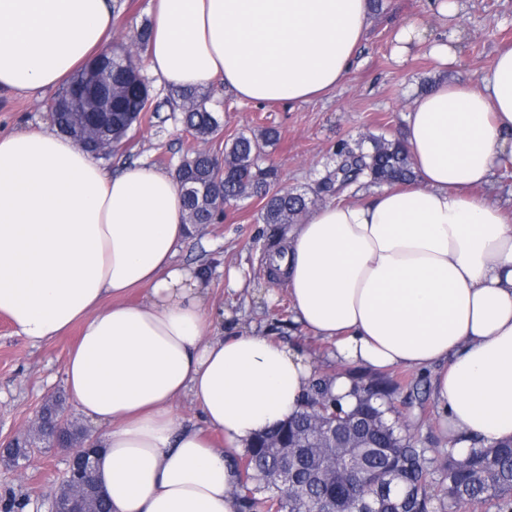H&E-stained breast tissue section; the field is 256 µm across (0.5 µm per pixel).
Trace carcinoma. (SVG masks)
I'll return each instance as SVG.
<instances>
[{
    "mask_svg": "<svg viewBox=\"0 0 512 512\" xmlns=\"http://www.w3.org/2000/svg\"><path fill=\"white\" fill-rule=\"evenodd\" d=\"M112 61V125L102 130L112 136V147L120 149L129 129L152 120L166 108L180 112L185 130L197 139L213 136L219 122L207 108L209 95L182 90L176 96L155 102L150 84L129 53L112 51L95 63ZM277 139L268 129L263 139L244 133L224 146L227 170L217 179L214 162L203 152L188 154L176 167L178 182H188L193 191L184 195L190 224H210L224 213L219 199L233 202L256 197L263 202L258 220L270 227L275 244L264 251L266 271L272 259L282 253L288 225L306 211L309 199L277 188L279 175L272 164H264V144ZM371 148L344 144L336 169L326 172L315 184L313 194L321 200H341L344 191L367 182L374 185L414 179L409 151L399 139L370 136ZM358 404L347 412L328 396L325 382L317 378L306 395L304 411L270 432L288 443V471L293 487L283 490L274 476L281 460L254 441L247 454L253 467L267 477V483L239 492L243 512H436V507L457 508L464 503H488L497 512H512V442L471 449L464 457L448 454L442 466L440 498L429 492L426 449L418 448L384 419L382 406L393 403L398 386L385 376H353ZM319 405L326 412L336 410V432L354 434L358 447L350 457L336 456V479L324 481L319 475L322 458L312 448L301 447L310 426L309 407Z\"/></svg>",
    "mask_w": 512,
    "mask_h": 512,
    "instance_id": "obj_1",
    "label": "carcinoma"
}]
</instances>
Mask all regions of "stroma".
I'll return each instance as SVG.
<instances>
[{
    "label": "stroma",
    "instance_id": "obj_1",
    "mask_svg": "<svg viewBox=\"0 0 512 512\" xmlns=\"http://www.w3.org/2000/svg\"><path fill=\"white\" fill-rule=\"evenodd\" d=\"M435 0H383L371 14L364 39L353 65L339 89L328 98L306 104H258L239 101L223 86L211 88L214 112L221 121L218 135L208 140L193 138L171 113L133 127L123 145L127 159L162 164L171 170L187 153L204 147L222 157L224 145L235 136L253 135L273 127L278 138L267 147L265 159L279 170L281 186L303 190L313 187L338 147L375 134L398 137L414 95L421 93L425 78L436 82L479 83L493 68L497 48L512 43V0H467L457 19L436 15ZM429 22L435 33L448 34L463 26L468 38L456 65L442 66L427 46H418L402 62L392 55L393 37L406 22ZM50 98L14 97L0 94V130L36 124L49 115ZM259 199L248 198L225 207L213 224L196 232L179 255L183 264L213 263L211 288L233 322L257 330L269 328L276 309L289 306L286 288L271 283L260 265L264 248L263 226L258 220ZM241 278L239 290L228 289L230 274ZM74 336L34 347L14 336L9 321L0 316V439L23 437L31 421L48 401L63 402L70 422L82 416L63 384V364ZM399 384L394 403L404 434L416 446L428 449L429 468L438 471L448 452V438L431 397L429 375L414 369L390 370ZM67 467L65 452L43 443L41 452L16 475L0 464V495L26 498L28 512H45L42 494Z\"/></svg>",
    "mask_w": 512,
    "mask_h": 512
}]
</instances>
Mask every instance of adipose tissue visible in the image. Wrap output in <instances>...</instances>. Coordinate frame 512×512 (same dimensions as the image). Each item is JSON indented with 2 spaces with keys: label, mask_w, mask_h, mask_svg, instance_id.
<instances>
[{
  "label": "adipose tissue",
  "mask_w": 512,
  "mask_h": 512,
  "mask_svg": "<svg viewBox=\"0 0 512 512\" xmlns=\"http://www.w3.org/2000/svg\"><path fill=\"white\" fill-rule=\"evenodd\" d=\"M115 0H0V91L41 97L110 47ZM370 0H150L148 70L254 103L342 84ZM463 29L397 30L404 60L444 66ZM416 179L312 207L288 230L295 321L343 365L433 373L454 454L512 439V213L470 195L512 157V45L480 84L414 97L402 132ZM196 225L174 174L113 170L52 121L0 131V315L31 345L76 334L63 366L91 427L112 512H241L235 453L296 417L317 375L305 348L225 322L211 265L177 256ZM190 398L198 421L175 404Z\"/></svg>",
  "instance_id": "1"
}]
</instances>
